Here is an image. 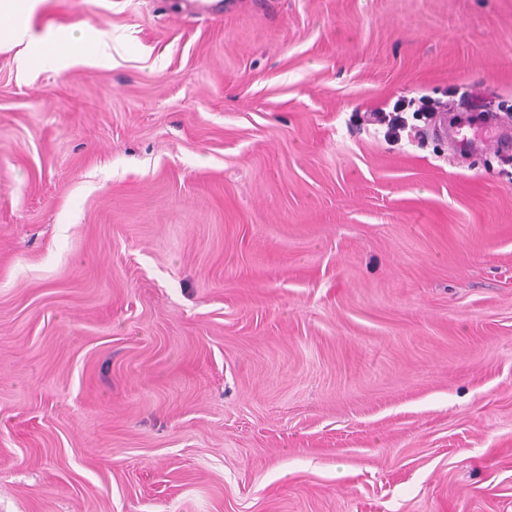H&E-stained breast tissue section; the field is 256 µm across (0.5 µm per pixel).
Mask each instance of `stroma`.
<instances>
[{
    "label": "stroma",
    "mask_w": 512,
    "mask_h": 512,
    "mask_svg": "<svg viewBox=\"0 0 512 512\" xmlns=\"http://www.w3.org/2000/svg\"><path fill=\"white\" fill-rule=\"evenodd\" d=\"M79 23L0 51V512H512V0ZM422 97L484 147L359 119ZM76 40L77 36L68 29L54 31L48 38H44L42 40L43 44L60 48L45 54L50 57L47 67L53 68L64 64L71 54L74 53L77 44Z\"/></svg>",
    "instance_id": "1"
}]
</instances>
